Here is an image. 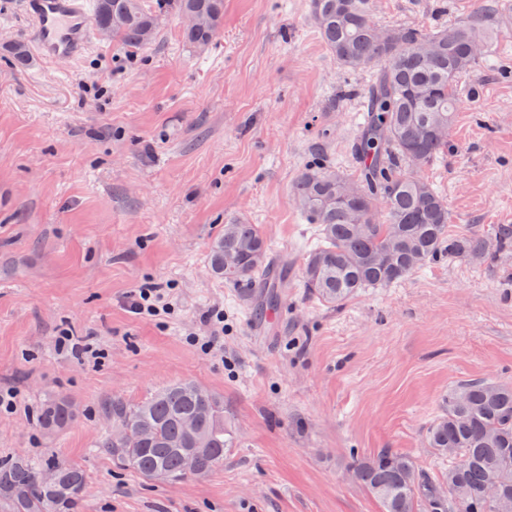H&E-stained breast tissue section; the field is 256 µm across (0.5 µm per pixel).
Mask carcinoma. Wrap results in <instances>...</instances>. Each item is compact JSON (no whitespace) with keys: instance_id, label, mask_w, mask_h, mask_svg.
<instances>
[{"instance_id":"1","label":"carcinoma","mask_w":512,"mask_h":512,"mask_svg":"<svg viewBox=\"0 0 512 512\" xmlns=\"http://www.w3.org/2000/svg\"><path fill=\"white\" fill-rule=\"evenodd\" d=\"M177 11L200 21L184 29L199 50L218 37L224 0H96V28L140 49L156 37L162 14ZM311 16L325 47L344 67L379 63L362 96L364 121L353 150L358 178L328 169H306L293 195L317 243L306 255L302 285L322 302L339 305L365 288L383 287L443 258L481 263L512 249V228L491 233L449 231L448 204L421 175L448 152V131L462 105L463 78L490 39L486 10L465 24L435 31L407 25L381 27L370 0H311ZM25 69L30 53L22 40L0 48ZM211 273L267 289L276 306L282 279L268 258L256 224L233 221L215 239ZM101 410L111 429L100 453L152 482L172 483L204 475L224 463L232 437L224 428V400L183 381L131 403L109 398ZM75 408L63 398L45 400L38 422L47 431L66 428ZM194 420L196 429L187 428ZM428 447L448 459L444 486L428 479L411 458L383 450L354 459V479L381 504L382 512H512V385L487 381L448 392L426 430ZM56 480L46 483L44 474ZM85 471L41 456L0 462V497L12 512H83Z\"/></svg>"}]
</instances>
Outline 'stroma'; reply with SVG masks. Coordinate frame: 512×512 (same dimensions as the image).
<instances>
[{"instance_id":"obj_1","label":"stroma","mask_w":512,"mask_h":512,"mask_svg":"<svg viewBox=\"0 0 512 512\" xmlns=\"http://www.w3.org/2000/svg\"><path fill=\"white\" fill-rule=\"evenodd\" d=\"M488 0H372L384 25L466 22ZM466 80L448 151L424 170L450 230L512 226V0ZM164 14L136 51L93 36L77 60L0 52V461L36 454L83 467L85 512H381L353 457L383 449L434 480L447 466L425 430L448 390L512 381V251L483 264L437 261L337 307L300 281L314 225L293 187L308 166L355 173L361 94L375 67H342L309 0H224L206 50ZM258 225L285 275L263 313L245 283L209 269L225 224ZM167 288L169 317L128 307L141 282ZM224 341L203 351L205 317ZM102 353L59 351L62 334ZM192 380L224 400L236 439L224 464L151 483L100 454L101 403H136ZM75 418L48 433L47 396Z\"/></svg>"}]
</instances>
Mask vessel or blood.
<instances>
[{
    "label": "vessel or blood",
    "mask_w": 512,
    "mask_h": 512,
    "mask_svg": "<svg viewBox=\"0 0 512 512\" xmlns=\"http://www.w3.org/2000/svg\"><path fill=\"white\" fill-rule=\"evenodd\" d=\"M33 44L47 60L80 58L91 36L88 0H24Z\"/></svg>",
    "instance_id": "b4317fda"
}]
</instances>
